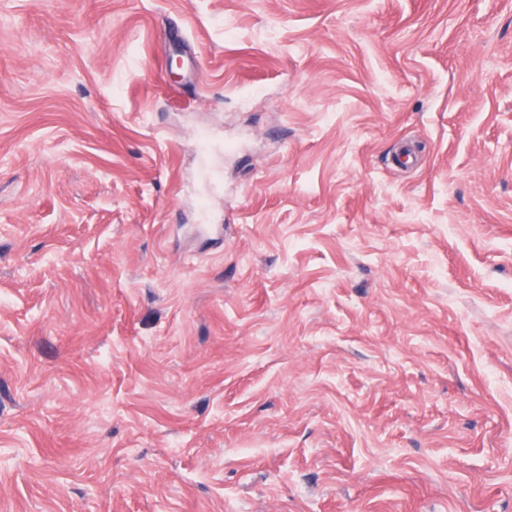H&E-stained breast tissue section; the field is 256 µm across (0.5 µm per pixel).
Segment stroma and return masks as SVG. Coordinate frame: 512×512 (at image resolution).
Wrapping results in <instances>:
<instances>
[{
	"label": "stroma",
	"mask_w": 512,
	"mask_h": 512,
	"mask_svg": "<svg viewBox=\"0 0 512 512\" xmlns=\"http://www.w3.org/2000/svg\"><path fill=\"white\" fill-rule=\"evenodd\" d=\"M0 512H512V0H0Z\"/></svg>",
	"instance_id": "stroma-1"
}]
</instances>
